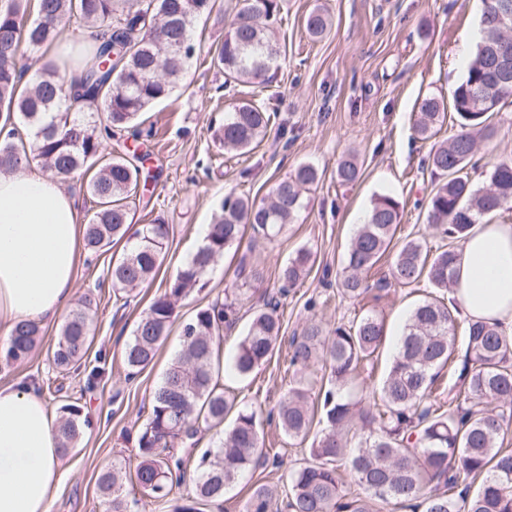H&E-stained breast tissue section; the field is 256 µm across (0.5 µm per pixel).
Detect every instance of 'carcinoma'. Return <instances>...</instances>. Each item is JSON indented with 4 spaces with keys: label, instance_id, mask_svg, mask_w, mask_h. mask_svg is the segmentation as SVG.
<instances>
[{
    "label": "carcinoma",
    "instance_id": "carcinoma-1",
    "mask_svg": "<svg viewBox=\"0 0 512 512\" xmlns=\"http://www.w3.org/2000/svg\"><path fill=\"white\" fill-rule=\"evenodd\" d=\"M218 0H0V172L12 173L41 162L45 170L67 179L86 178L95 207L86 215L84 242L98 253L127 236L130 207L146 190L138 136L141 115L173 92L187 63L201 54L194 39L196 23L209 16ZM280 0H249L231 20L224 40L210 46L211 65L224 82H264L278 68L279 49L273 24ZM94 30L78 60L81 81L69 85L57 67L46 65L25 79L16 67L23 50L36 52L57 39L59 23ZM331 20L316 9L305 20V32L322 37ZM481 37L465 80L455 89L453 106L461 132L433 146L427 165L437 183L427 202L428 227L440 237L431 252L419 239L405 240L391 257L389 280L369 283L368 274L388 253L401 221L400 203L378 197L345 255L337 287L342 297L363 301L373 288L410 287L425 280L432 288L411 311L392 363L373 391L372 400H356L349 385L364 369H374L384 335V321L365 314L347 324L325 327L308 322L289 341V366L303 372L316 365L327 370L317 391L300 376L289 382L276 409L283 435L310 441L306 459L284 467L287 512H394L401 505L423 512H512V449L503 447L505 426L512 423V338L485 321L463 322V358L455 360L457 304L444 302L454 287L456 267L471 226L512 204V159L494 165L487 185L476 189L464 169L475 155L479 138L493 134V112L478 106L479 95L493 90L497 102L512 95V84L495 86L489 71L488 46L508 35L507 23L480 25ZM435 97L421 101L415 134L421 141L436 135L445 117ZM271 121L267 110L240 102L224 114L213 139L240 155L255 149ZM129 132L134 145L108 150L117 135ZM361 168L352 158L336 167V180L356 182ZM320 179L318 170L297 166L277 181L260 202L228 193L221 202L204 243L153 299L125 343L123 361L130 371L149 365L168 335L176 305L206 286L215 260L246 230L270 241L293 223L304 208L303 193ZM169 227L146 224L137 241L108 268L113 291H130L153 280L167 246ZM311 253L301 249L280 268L278 294L253 308L230 369L245 377L271 360L282 341L280 296L310 273ZM246 289L201 309L182 328V349L152 394L150 412L137 435L138 462L130 474L120 467L104 469L97 487L104 512H133L125 482L145 496L169 502L174 477L188 465L196 473L192 498L172 512H199L197 505L218 500L247 471L266 462L257 410L242 407L224 394L214 364L224 340V325L234 324ZM90 305L72 312L51 347L49 360L64 377L76 372L87 354ZM35 321L19 323L3 358L16 362L36 347ZM455 378L457 396L443 405L433 398L443 371ZM231 424H225L229 414ZM85 422L80 407H60L57 436L61 454L79 439ZM222 434L219 443L193 455L178 445L195 443L203 430ZM477 488H472L474 482ZM356 485L362 492L351 490ZM277 495L256 484L243 512H276Z\"/></svg>",
    "mask_w": 512,
    "mask_h": 512
}]
</instances>
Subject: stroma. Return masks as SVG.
Wrapping results in <instances>:
<instances>
[{"mask_svg": "<svg viewBox=\"0 0 512 512\" xmlns=\"http://www.w3.org/2000/svg\"><path fill=\"white\" fill-rule=\"evenodd\" d=\"M326 11L332 26L317 41L304 31L306 16ZM483 0H282L275 23L281 65L266 83L225 85L224 75L209 57L191 60L171 95L144 113L145 126L157 129L141 138L150 155L145 169L148 190L131 208L133 224L164 220L169 226L167 250L155 279L143 287L114 295L107 282L111 259L122 243L98 254H83L74 284V298L89 295L87 366L105 356V372L87 388L84 372L62 382L61 392L46 395L51 410L73 403L90 424L76 448L63 456L62 480L50 501V512H102L97 476L101 469L136 462L135 438L149 414L153 390L181 350V329L196 312L223 299L237 279L242 257L259 256L262 276L251 284L249 306L262 305L277 287L287 258L309 248L315 264L309 276L283 298L280 312L285 337L316 321L325 326L348 322L373 308L385 322L377 368L389 367L400 328L425 285L387 287L372 306L341 299V276L351 239L378 196L399 201L401 223L396 240L420 238L427 246L438 239L427 227V196L436 179L422 161L432 144L449 141L460 126L453 112V92L464 80L480 37ZM440 98L448 114L432 142L417 140L414 125L421 100ZM273 112L261 144L245 155L224 152L211 128L242 100ZM494 136L479 145L467 166L474 188L486 185L493 165L512 159V96L491 120ZM356 154L361 176L351 185L336 180L338 163ZM310 163L321 178L304 194L307 206L275 241L225 251L221 273H208L204 290L177 305V318L156 358L135 377H127L122 350L135 322L167 281L191 258L203 241L224 195L235 192L267 198L274 183L294 166ZM60 322L41 324L40 342L24 360L0 358V386L48 384L55 374L48 362ZM288 347L280 345L269 363L249 377L231 371L219 375L227 395L248 406L270 411L288 387ZM280 472L272 465L249 471L228 489L223 500L201 504V512H241L250 488L262 482L278 486Z\"/></svg>", "mask_w": 512, "mask_h": 512, "instance_id": "obj_1", "label": "stroma"}]
</instances>
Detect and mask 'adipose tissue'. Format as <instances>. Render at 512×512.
Masks as SVG:
<instances>
[{"label":"adipose tissue","mask_w":512,"mask_h":512,"mask_svg":"<svg viewBox=\"0 0 512 512\" xmlns=\"http://www.w3.org/2000/svg\"><path fill=\"white\" fill-rule=\"evenodd\" d=\"M83 231L62 180L0 174V327L56 318L69 304ZM465 317L512 337V224L487 220L463 245L453 292ZM55 417L29 386L0 387V512H48L60 479Z\"/></svg>","instance_id":"obj_1"}]
</instances>
